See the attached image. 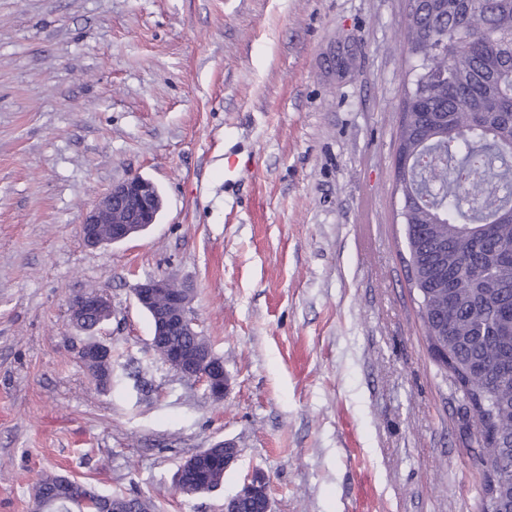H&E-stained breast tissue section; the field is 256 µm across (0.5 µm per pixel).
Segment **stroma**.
I'll use <instances>...</instances> for the list:
<instances>
[{"label": "stroma", "mask_w": 512, "mask_h": 512, "mask_svg": "<svg viewBox=\"0 0 512 512\" xmlns=\"http://www.w3.org/2000/svg\"><path fill=\"white\" fill-rule=\"evenodd\" d=\"M408 0H0V512L56 472L159 512H482L476 419L434 361L397 216ZM349 55L346 74L326 64ZM131 174L163 208L99 250L79 226ZM190 288L213 398L151 346L134 288ZM105 290L111 391L67 308ZM222 440L212 492L179 466ZM214 448H224L222 458L223 467L218 464L208 463L204 454L197 453L195 460L197 463L196 470H185L181 478V491L186 494L206 492L212 486H218L224 479V472L228 470L237 460L238 450L234 442L224 440L216 443ZM189 457L186 461L192 458ZM184 462V464L186 463ZM214 487V488H215ZM244 498H249L256 502L259 507L257 512L271 511L268 480L263 473L255 472L248 476L244 480L240 491L233 498L224 503V511L236 512L237 507L238 512H256L254 511V504ZM239 500L241 501L238 503Z\"/></svg>", "instance_id": "35a3bbf8"}]
</instances>
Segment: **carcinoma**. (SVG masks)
Masks as SVG:
<instances>
[{"instance_id":"obj_1","label":"carcinoma","mask_w":512,"mask_h":512,"mask_svg":"<svg viewBox=\"0 0 512 512\" xmlns=\"http://www.w3.org/2000/svg\"><path fill=\"white\" fill-rule=\"evenodd\" d=\"M464 4L424 0L401 31L413 62L400 106L403 182L406 197H426L411 206L407 234L430 349L477 413L479 456L494 464L483 512H512V0ZM83 357L94 385L112 389V366ZM195 460L181 478L186 494L224 479L205 455ZM114 499L127 512H156L148 497L58 474L44 475L33 494L42 512Z\"/></svg>"}]
</instances>
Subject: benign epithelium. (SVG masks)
<instances>
[{
	"mask_svg": "<svg viewBox=\"0 0 512 512\" xmlns=\"http://www.w3.org/2000/svg\"><path fill=\"white\" fill-rule=\"evenodd\" d=\"M161 209L158 189L153 182L131 175L112 184L87 211L80 235L92 249L121 243L147 230L156 222ZM135 298L138 306L149 314L155 336H195L192 316V294L183 285L167 277L149 278L137 285ZM112 315L109 296L100 290L83 293L73 298L68 306L69 321L77 328L87 330L99 326ZM157 356L182 377L203 383L216 397H224L229 384L224 361L209 347L189 354L181 348L156 351ZM249 498L256 502L258 512H271L268 480L261 472L248 476L240 491L226 503L224 512H236L239 500Z\"/></svg>",
	"mask_w": 512,
	"mask_h": 512,
	"instance_id": "7a95c632",
	"label": "benign epithelium"
}]
</instances>
